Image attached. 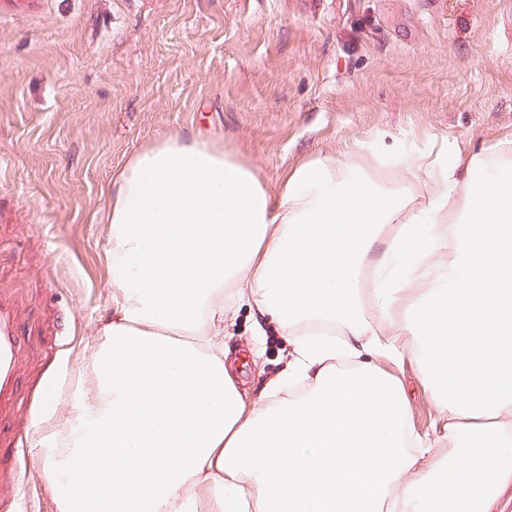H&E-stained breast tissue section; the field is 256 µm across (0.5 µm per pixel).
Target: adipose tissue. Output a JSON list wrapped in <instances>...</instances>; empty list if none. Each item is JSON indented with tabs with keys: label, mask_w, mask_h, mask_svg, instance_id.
<instances>
[{
	"label": "adipose tissue",
	"mask_w": 512,
	"mask_h": 512,
	"mask_svg": "<svg viewBox=\"0 0 512 512\" xmlns=\"http://www.w3.org/2000/svg\"><path fill=\"white\" fill-rule=\"evenodd\" d=\"M405 163L418 194L326 155L272 190L179 132L127 160L105 215L112 309L66 433L38 448L60 512H496L512 483V146ZM243 300L291 347L253 402L219 340ZM407 356L444 459L378 364ZM290 382L303 394L280 399Z\"/></svg>",
	"instance_id": "obj_1"
}]
</instances>
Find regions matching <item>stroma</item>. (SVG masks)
Segmentation results:
<instances>
[{"label": "stroma", "instance_id": "stroma-1", "mask_svg": "<svg viewBox=\"0 0 512 512\" xmlns=\"http://www.w3.org/2000/svg\"><path fill=\"white\" fill-rule=\"evenodd\" d=\"M173 131L222 144L272 188L332 154L416 190L405 153L512 141V0H33L0 23V300L21 343L0 512H59L37 443L63 427L112 308L107 189ZM253 323L244 304L224 330L250 399L290 350L273 331L256 342ZM395 374L415 433L440 440L416 364Z\"/></svg>", "mask_w": 512, "mask_h": 512}]
</instances>
